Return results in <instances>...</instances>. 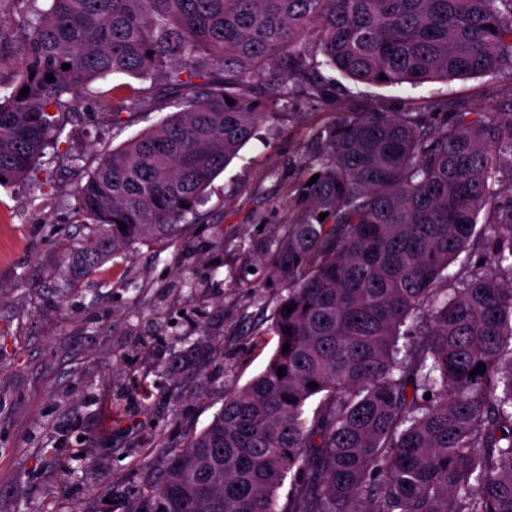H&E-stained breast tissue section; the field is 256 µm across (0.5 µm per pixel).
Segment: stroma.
<instances>
[{
	"label": "stroma",
	"instance_id": "stroma-1",
	"mask_svg": "<svg viewBox=\"0 0 512 512\" xmlns=\"http://www.w3.org/2000/svg\"><path fill=\"white\" fill-rule=\"evenodd\" d=\"M32 0H0V97L24 54ZM330 101L290 90L273 121L213 181L185 232L136 244L88 279L71 281L67 255L89 230L77 189L100 154L161 119L112 122V81L89 86L80 110L27 179L0 187V512H126L138 470L184 449L276 348L272 313L284 282L262 261L299 203L293 188L316 151L310 133L337 109L501 112L512 83L486 75L375 87L329 68ZM191 277L195 299L183 298ZM207 339L201 370L160 368L175 336ZM111 486H104V478Z\"/></svg>",
	"mask_w": 512,
	"mask_h": 512
}]
</instances>
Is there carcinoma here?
I'll use <instances>...</instances> for the list:
<instances>
[{
  "instance_id": "cac0c4a2",
  "label": "carcinoma",
  "mask_w": 512,
  "mask_h": 512,
  "mask_svg": "<svg viewBox=\"0 0 512 512\" xmlns=\"http://www.w3.org/2000/svg\"><path fill=\"white\" fill-rule=\"evenodd\" d=\"M47 2L0 98L6 184L28 175L91 82L162 74L147 89L113 87L118 123L176 108L102 155L79 188L92 236L68 264L76 281L177 237L274 118L265 93L320 98L322 66L377 87L512 81V0ZM509 108L438 122L338 112L312 129L322 149L305 163L319 178L296 188L302 210L265 256L267 277L288 283L276 349L185 449L140 473L128 512H512ZM473 248L483 264L448 274ZM479 362L485 372L470 375Z\"/></svg>"
}]
</instances>
